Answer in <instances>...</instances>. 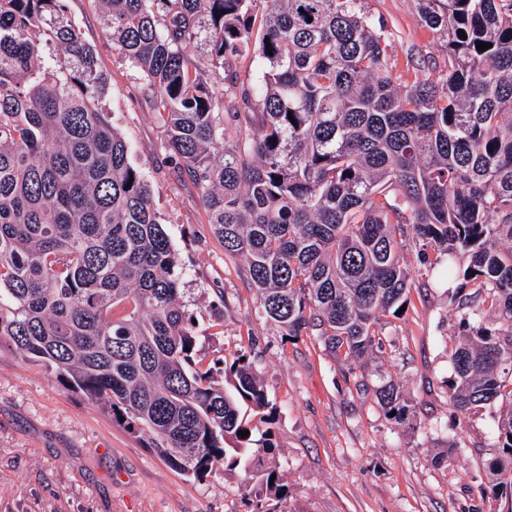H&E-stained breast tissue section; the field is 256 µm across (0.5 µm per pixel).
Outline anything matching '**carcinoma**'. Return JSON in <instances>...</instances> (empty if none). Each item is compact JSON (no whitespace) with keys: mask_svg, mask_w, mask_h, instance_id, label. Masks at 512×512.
<instances>
[{"mask_svg":"<svg viewBox=\"0 0 512 512\" xmlns=\"http://www.w3.org/2000/svg\"><path fill=\"white\" fill-rule=\"evenodd\" d=\"M99 2L164 150L287 335L317 330L355 370L411 263L469 255L457 306L493 319L460 322L448 393L463 416L508 400L488 472L512 489V0H418L446 60L412 82L364 0ZM108 90L65 0H0V341L109 406L172 470L239 468L245 491L279 494L274 408L247 355L199 354L150 186L99 107ZM374 396L406 415L399 383ZM243 405L268 425L258 438Z\"/></svg>","mask_w":512,"mask_h":512,"instance_id":"obj_1","label":"carcinoma"}]
</instances>
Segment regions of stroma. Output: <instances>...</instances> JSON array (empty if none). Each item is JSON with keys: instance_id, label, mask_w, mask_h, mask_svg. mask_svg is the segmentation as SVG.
Returning <instances> with one entry per match:
<instances>
[{"instance_id": "obj_1", "label": "stroma", "mask_w": 512, "mask_h": 512, "mask_svg": "<svg viewBox=\"0 0 512 512\" xmlns=\"http://www.w3.org/2000/svg\"><path fill=\"white\" fill-rule=\"evenodd\" d=\"M391 34L399 71L443 68L446 53L417 0H365ZM94 45L111 89L100 105L153 190L175 249L181 300L206 359L247 354L277 409L273 462L286 491L242 493L241 469L203 480L169 468L101 403L65 388L49 370L0 345V512H502L486 463L498 405L459 418L448 397L461 280L447 259L414 276L402 314L383 318L380 346L361 368L329 354L316 331L292 337L267 321L243 258L224 252L199 192L162 144L140 74L103 28L99 0H66ZM399 382L404 419L388 418L373 391Z\"/></svg>"}]
</instances>
